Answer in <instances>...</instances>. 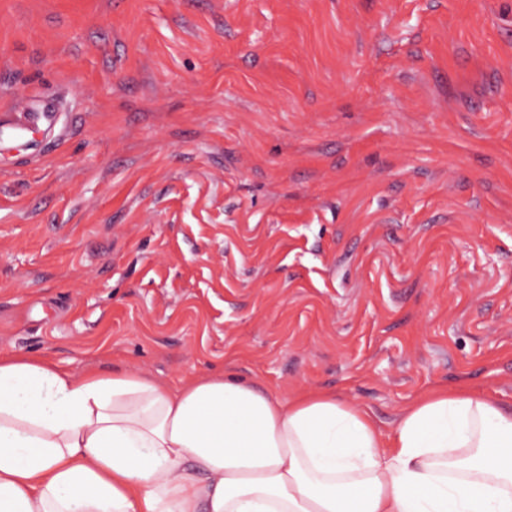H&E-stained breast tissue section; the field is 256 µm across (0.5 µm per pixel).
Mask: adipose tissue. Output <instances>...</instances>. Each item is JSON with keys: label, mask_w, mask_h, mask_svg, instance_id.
<instances>
[{"label": "adipose tissue", "mask_w": 512, "mask_h": 512, "mask_svg": "<svg viewBox=\"0 0 512 512\" xmlns=\"http://www.w3.org/2000/svg\"><path fill=\"white\" fill-rule=\"evenodd\" d=\"M0 512H512V413L437 388L386 432L330 392L0 358Z\"/></svg>", "instance_id": "1"}]
</instances>
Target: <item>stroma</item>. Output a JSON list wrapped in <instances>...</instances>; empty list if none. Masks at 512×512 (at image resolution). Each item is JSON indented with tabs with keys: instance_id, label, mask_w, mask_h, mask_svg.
I'll return each instance as SVG.
<instances>
[{
	"instance_id": "35a3bbf8",
	"label": "stroma",
	"mask_w": 512,
	"mask_h": 512,
	"mask_svg": "<svg viewBox=\"0 0 512 512\" xmlns=\"http://www.w3.org/2000/svg\"><path fill=\"white\" fill-rule=\"evenodd\" d=\"M14 355L511 411L512 0H0Z\"/></svg>"
}]
</instances>
